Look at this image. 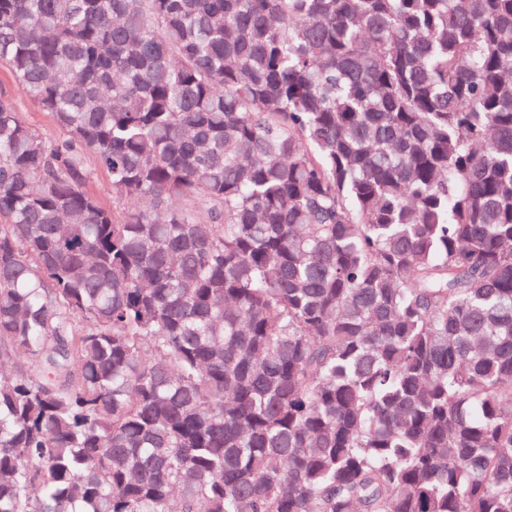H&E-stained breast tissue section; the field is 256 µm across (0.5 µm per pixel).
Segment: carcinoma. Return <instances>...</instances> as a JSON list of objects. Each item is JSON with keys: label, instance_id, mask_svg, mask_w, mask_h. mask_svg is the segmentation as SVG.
<instances>
[{"label": "carcinoma", "instance_id": "carcinoma-1", "mask_svg": "<svg viewBox=\"0 0 512 512\" xmlns=\"http://www.w3.org/2000/svg\"><path fill=\"white\" fill-rule=\"evenodd\" d=\"M0 62L62 134L0 98V512H512V0H0ZM88 181L86 188L97 194L105 203L112 205V196L109 194L108 177L92 158L88 159Z\"/></svg>", "mask_w": 512, "mask_h": 512}]
</instances>
